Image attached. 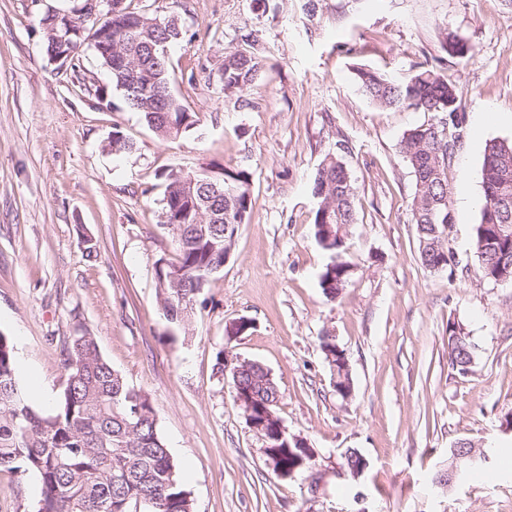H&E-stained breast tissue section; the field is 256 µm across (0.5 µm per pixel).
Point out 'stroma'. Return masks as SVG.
<instances>
[{
    "label": "stroma",
    "instance_id": "1",
    "mask_svg": "<svg viewBox=\"0 0 512 512\" xmlns=\"http://www.w3.org/2000/svg\"><path fill=\"white\" fill-rule=\"evenodd\" d=\"M148 2L182 25L172 89L198 128L174 140L124 105L91 50L73 70L49 61L41 16L81 0H0V333L49 393L32 406L52 409L62 349L87 332L150 398L194 512H512V285L482 279L479 209L459 203L482 195L486 144L512 139V0H313L311 16L306 0ZM447 31L473 45L472 58L445 56ZM247 34L265 76L245 107L225 96L217 67ZM436 63L464 121L446 171L456 261L442 271L420 260L400 152L431 116L377 106L354 81L360 66L403 78ZM116 130L131 153L104 151ZM329 156L348 170L357 217L346 239L355 269L333 301L320 288L332 256L315 240L311 193ZM224 166L252 175L250 220L176 327L155 273L159 258H176L163 174ZM241 318L251 329L227 337ZM452 323L476 346L465 376L448 362ZM324 336L347 355L349 398L333 387ZM221 357L271 372L277 413L313 449L311 469L274 473ZM461 440L487 459L449 491L433 479ZM351 449L367 461L357 478L342 467ZM37 494L32 477L0 471V512H28Z\"/></svg>",
    "mask_w": 512,
    "mask_h": 512
}]
</instances>
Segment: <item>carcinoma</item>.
<instances>
[{
    "label": "carcinoma",
    "mask_w": 512,
    "mask_h": 512,
    "mask_svg": "<svg viewBox=\"0 0 512 512\" xmlns=\"http://www.w3.org/2000/svg\"><path fill=\"white\" fill-rule=\"evenodd\" d=\"M112 18L104 19L89 35L76 30L82 17L57 11L40 19L47 55H55L52 32L72 26L73 45L65 47L60 62L76 68L85 41L112 77L125 106L138 112L162 139H175L197 127L196 114L181 104L171 88L168 67L170 46L182 30L175 15L163 19L119 0ZM112 28V37L100 38ZM246 47L230 45L218 71L226 93H244L263 78V57L250 37ZM443 49L466 59L474 48L453 32L443 34ZM363 94L386 108H412L433 114V119L410 130L400 142V153L414 176L411 203L420 259L438 271L451 265L448 247L451 224L446 183L448 158L461 138L456 85L435 66H421L408 79L396 80L384 73L356 69ZM109 147L113 154L128 153L134 142L116 131ZM188 174L171 169L164 174L162 224L176 220L182 234L175 239L177 259L172 266L183 272L180 285L166 286L161 301L176 314L174 324L188 321V306L209 287L206 272L224 263L223 248L211 247V235L224 234L227 224H246L252 206L251 173L219 168L194 174V195L199 208L184 201ZM206 180L224 182V200H212ZM316 199L313 224L317 243L333 256L320 276V287L334 300L349 282L353 264L346 253L345 226L356 223L355 190L342 161L325 159L313 179ZM474 249L481 276L495 283L506 276L512 281V140H493L486 145L482 164V200L474 228ZM448 359L459 373L469 371L474 350L469 337L448 324ZM66 382L52 412L42 414L28 403L20 385L12 337L0 333V469L33 475L39 485L31 512H193L179 467L160 434L156 411L145 393L130 397L134 388L101 355L96 339L88 333L72 337L63 354ZM233 384L250 393L255 411L275 410L276 392L266 386L255 362L236 364ZM281 419L267 421V444L277 449L279 465L288 469L306 458L303 451L288 453L279 439Z\"/></svg>",
    "instance_id": "obj_1"
}]
</instances>
